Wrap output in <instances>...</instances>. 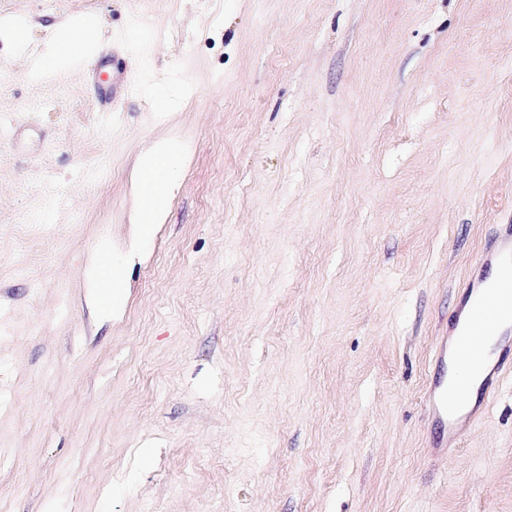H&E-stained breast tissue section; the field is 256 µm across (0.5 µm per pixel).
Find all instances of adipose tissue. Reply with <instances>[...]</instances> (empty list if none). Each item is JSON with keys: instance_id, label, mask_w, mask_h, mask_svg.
<instances>
[{"instance_id": "obj_1", "label": "adipose tissue", "mask_w": 512, "mask_h": 512, "mask_svg": "<svg viewBox=\"0 0 512 512\" xmlns=\"http://www.w3.org/2000/svg\"><path fill=\"white\" fill-rule=\"evenodd\" d=\"M89 23L68 19L57 25L47 50L31 70L34 79L54 75L65 59L86 55L93 43ZM183 164V153L178 144L163 140L142 153L137 164L135 222L138 236L152 237L157 224L165 220L170 199L176 187V177ZM90 286L99 312L111 315L124 303L125 279L120 262L114 261L110 250H103L98 264L92 269ZM486 375L484 367H474L457 356L448 360L449 385H463L456 407L465 413L477 401L478 389Z\"/></svg>"}]
</instances>
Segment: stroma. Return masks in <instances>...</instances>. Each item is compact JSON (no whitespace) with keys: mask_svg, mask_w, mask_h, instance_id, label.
<instances>
[{"mask_svg":"<svg viewBox=\"0 0 512 512\" xmlns=\"http://www.w3.org/2000/svg\"><path fill=\"white\" fill-rule=\"evenodd\" d=\"M65 17L94 53L30 78ZM0 111V512H512V375L455 441L426 403L512 224V0H0ZM183 164L178 144L163 140L139 156L136 180L135 223L138 236L147 240L167 217L176 177ZM90 288L99 312L108 316L124 303L125 279L122 264L114 261L109 249H102L98 264L92 269Z\"/></svg>","mask_w":512,"mask_h":512,"instance_id":"35a3bbf8","label":"stroma"}]
</instances>
